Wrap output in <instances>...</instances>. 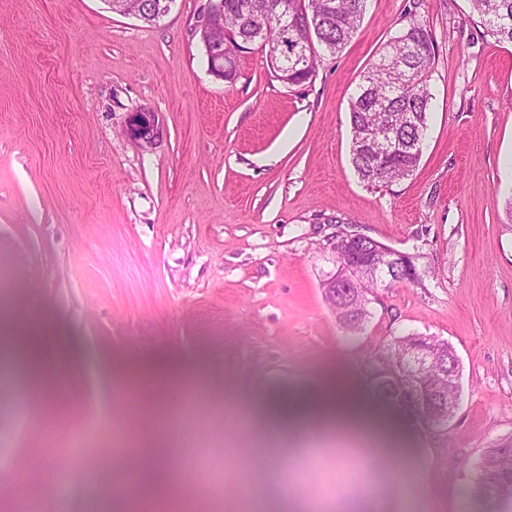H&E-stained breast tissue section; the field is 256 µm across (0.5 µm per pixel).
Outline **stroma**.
I'll use <instances>...</instances> for the list:
<instances>
[{"mask_svg":"<svg viewBox=\"0 0 512 512\" xmlns=\"http://www.w3.org/2000/svg\"><path fill=\"white\" fill-rule=\"evenodd\" d=\"M202 4L176 0L149 26L106 0H0V326L37 337L46 381L0 397V442L36 440L69 410L112 429L49 446L81 474L63 491L0 451V512L19 496L31 512H100L101 478L138 469L150 432L167 442L160 469L194 485L203 429L207 512H265L271 472L309 512L377 493L382 512H499L458 490L512 440V47L469 0H368L312 83L278 81L253 46L228 87L195 29ZM410 9L436 42L426 145L412 176L376 187L350 163L349 103ZM140 110L149 143L131 133ZM336 216L420 272L375 294L355 333L322 289ZM411 332L459 356L447 423L391 410L399 450L321 433L269 464L242 401L342 389L373 404L369 355Z\"/></svg>","mask_w":512,"mask_h":512,"instance_id":"stroma-1","label":"stroma"}]
</instances>
